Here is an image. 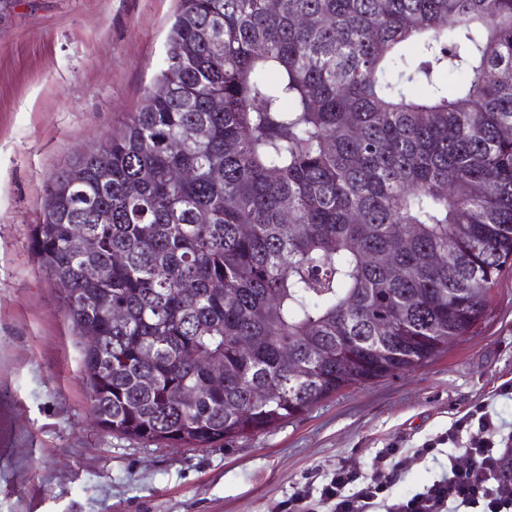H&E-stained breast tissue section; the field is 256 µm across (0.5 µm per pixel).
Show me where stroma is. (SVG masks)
Instances as JSON below:
<instances>
[{
	"label": "stroma",
	"mask_w": 512,
	"mask_h": 512,
	"mask_svg": "<svg viewBox=\"0 0 512 512\" xmlns=\"http://www.w3.org/2000/svg\"><path fill=\"white\" fill-rule=\"evenodd\" d=\"M178 0H17L0 23V512H272L346 461L401 448L393 492L437 479L414 457L479 400L512 433V267L483 321L414 370L352 386L267 432L166 448L102 431L79 338L29 248L50 179L136 111Z\"/></svg>",
	"instance_id": "stroma-1"
}]
</instances>
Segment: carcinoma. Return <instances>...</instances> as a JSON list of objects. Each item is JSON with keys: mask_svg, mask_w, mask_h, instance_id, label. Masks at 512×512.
I'll return each instance as SVG.
<instances>
[{"mask_svg": "<svg viewBox=\"0 0 512 512\" xmlns=\"http://www.w3.org/2000/svg\"><path fill=\"white\" fill-rule=\"evenodd\" d=\"M506 70L512 0H180L30 233L97 425L247 438L474 329L512 264Z\"/></svg>", "mask_w": 512, "mask_h": 512, "instance_id": "1", "label": "carcinoma"}]
</instances>
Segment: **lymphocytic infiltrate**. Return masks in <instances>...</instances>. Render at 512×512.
<instances>
[{
  "label": "lymphocytic infiltrate",
  "instance_id": "1",
  "mask_svg": "<svg viewBox=\"0 0 512 512\" xmlns=\"http://www.w3.org/2000/svg\"><path fill=\"white\" fill-rule=\"evenodd\" d=\"M498 430L489 403L479 402L416 449L425 458L451 443L463 455L449 457L446 471L414 494H393L406 459L387 448L370 470L343 463L320 481L306 482L283 502L282 512H512V480L502 475L506 455Z\"/></svg>",
  "mask_w": 512,
  "mask_h": 512
}]
</instances>
